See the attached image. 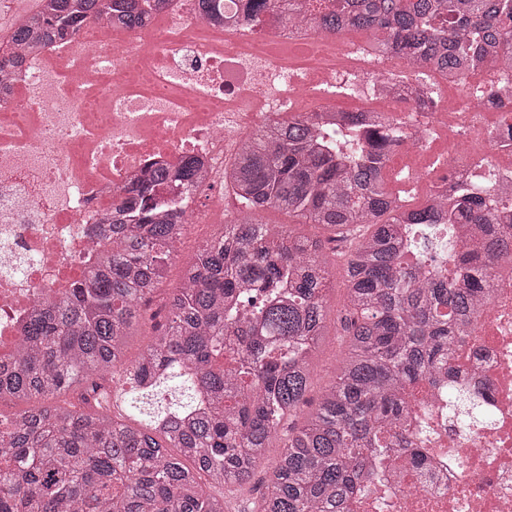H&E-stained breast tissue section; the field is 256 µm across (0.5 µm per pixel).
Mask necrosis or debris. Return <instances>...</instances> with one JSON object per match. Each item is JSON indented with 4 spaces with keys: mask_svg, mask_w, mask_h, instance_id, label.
<instances>
[{
    "mask_svg": "<svg viewBox=\"0 0 512 512\" xmlns=\"http://www.w3.org/2000/svg\"><path fill=\"white\" fill-rule=\"evenodd\" d=\"M168 28L147 23L115 45L93 39L99 22L20 67L26 96L0 89V359L12 355L35 310L64 295L103 253L101 219L112 198L151 163L186 154L202 165L198 188L176 195L195 234L224 202V168L258 126L294 111L296 98L323 99L370 81L394 120L402 150L424 151L448 131L435 170L413 167L429 197L459 178L488 181L491 208L512 209V127L487 125L488 112L512 110V70L488 66L503 84L496 100L470 91L443 97L429 112L383 84H413L392 58L374 59L341 36L269 26L213 27L202 0H170ZM444 387L403 390L400 433L416 451L383 467L375 487L347 512H512V255L489 277L479 319L457 339ZM478 394L483 419L461 422L456 392Z\"/></svg>",
    "mask_w": 512,
    "mask_h": 512,
    "instance_id": "4bbe7bcc",
    "label": "necrosis or debris"
}]
</instances>
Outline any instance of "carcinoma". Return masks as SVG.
Here are the masks:
<instances>
[{"mask_svg": "<svg viewBox=\"0 0 512 512\" xmlns=\"http://www.w3.org/2000/svg\"><path fill=\"white\" fill-rule=\"evenodd\" d=\"M164 0H39L0 51V80L22 53L68 40L91 20L143 25ZM216 26L236 23L208 0ZM250 29L271 19L374 35L369 48L418 76L439 71L465 86L491 63L512 67V0H339L307 15L287 0H246ZM397 93L436 102L420 82ZM307 115L249 135L224 170L239 217L209 236L169 293L163 322L132 362V337L184 231L183 210L160 190L198 180L200 161L155 167L112 199V251L89 279L34 313L13 360L0 365V399L28 406L0 416V512H225L217 490L247 483L290 417L284 451L258 512H345L359 484L412 442L390 434L408 384L450 371L452 346L488 294L484 267L512 250V212L476 189L406 210L386 188L398 139L389 117L348 113L342 128ZM275 208L322 234L294 236L256 213ZM437 224L486 227L488 248L448 255V276L411 267L431 259ZM345 243L346 345L331 382L308 398L313 356L327 329L325 251ZM132 389L112 410L102 381ZM91 383L94 408L70 393Z\"/></svg>", "mask_w": 512, "mask_h": 512, "instance_id": "carcinoma-1", "label": "carcinoma"}]
</instances>
